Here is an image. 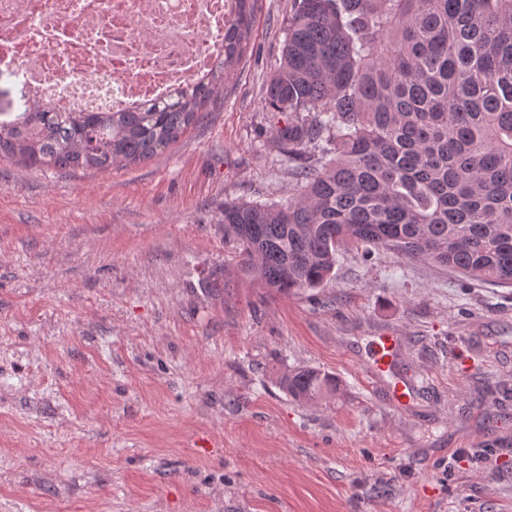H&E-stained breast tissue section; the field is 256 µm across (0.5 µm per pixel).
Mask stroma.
Here are the masks:
<instances>
[{
  "mask_svg": "<svg viewBox=\"0 0 512 512\" xmlns=\"http://www.w3.org/2000/svg\"><path fill=\"white\" fill-rule=\"evenodd\" d=\"M291 8L253 0L223 96L151 159L0 158V512H512V288L385 249L303 293L231 282L225 202L295 192L265 104ZM299 366L339 395L293 401ZM397 350V337L391 334L376 336L369 347L367 368L371 373L390 370Z\"/></svg>",
  "mask_w": 512,
  "mask_h": 512,
  "instance_id": "1",
  "label": "stroma"
}]
</instances>
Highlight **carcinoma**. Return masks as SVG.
I'll return each mask as SVG.
<instances>
[{
    "mask_svg": "<svg viewBox=\"0 0 512 512\" xmlns=\"http://www.w3.org/2000/svg\"><path fill=\"white\" fill-rule=\"evenodd\" d=\"M249 2L229 0L205 77L136 112H12L0 88V156L98 171L152 158L223 94L250 46ZM265 100L294 115L278 140L298 194L224 203L242 282L318 288L351 246L512 286V0H294ZM278 386L301 403L339 391L308 367Z\"/></svg>",
    "mask_w": 512,
    "mask_h": 512,
    "instance_id": "carcinoma-1",
    "label": "carcinoma"
}]
</instances>
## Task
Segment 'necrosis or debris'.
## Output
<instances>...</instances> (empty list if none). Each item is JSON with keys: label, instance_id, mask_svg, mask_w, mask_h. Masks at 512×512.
Listing matches in <instances>:
<instances>
[{"label": "necrosis or debris", "instance_id": "1", "mask_svg": "<svg viewBox=\"0 0 512 512\" xmlns=\"http://www.w3.org/2000/svg\"><path fill=\"white\" fill-rule=\"evenodd\" d=\"M226 0H0V71L55 112H129L196 82Z\"/></svg>", "mask_w": 512, "mask_h": 512}]
</instances>
